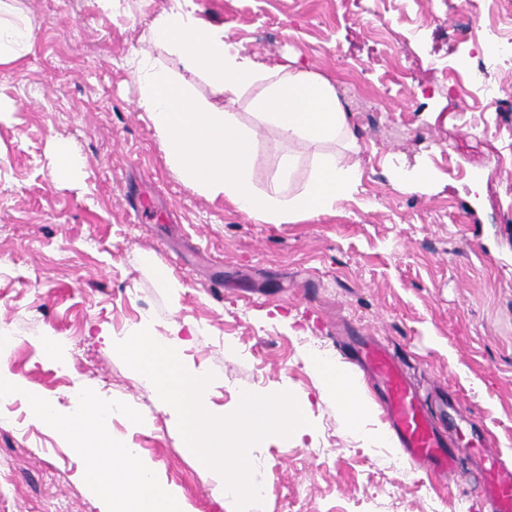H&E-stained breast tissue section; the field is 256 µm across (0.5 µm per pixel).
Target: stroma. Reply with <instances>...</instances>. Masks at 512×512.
Instances as JSON below:
<instances>
[{"label": "stroma", "instance_id": "stroma-1", "mask_svg": "<svg viewBox=\"0 0 512 512\" xmlns=\"http://www.w3.org/2000/svg\"><path fill=\"white\" fill-rule=\"evenodd\" d=\"M31 51L0 69V329L8 369L60 413L78 387L129 411L112 440L140 449L177 512H236L186 447L172 408L100 337L144 321L199 328L183 360L212 374L209 400L235 410L240 387L319 399L310 427L256 445L260 512H488L466 442L512 461V67L494 99L447 79L457 58L512 17V0H193L257 62L298 57L329 79L349 114L360 179L334 212L296 224L248 220L168 166L130 65L167 0H21ZM83 168L55 181L52 146ZM434 180L401 191L397 173ZM149 198L157 219L131 201ZM164 266L177 285L154 275ZM293 319L301 332L272 322ZM384 343L425 398L459 403L453 481L410 471L399 448L348 433L308 355L347 363L340 339ZM62 339L64 358L47 355ZM0 512H104L72 448L33 422L23 398L0 401Z\"/></svg>", "mask_w": 512, "mask_h": 512}]
</instances>
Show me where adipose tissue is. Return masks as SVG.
<instances>
[{"label": "adipose tissue", "instance_id": "obj_1", "mask_svg": "<svg viewBox=\"0 0 512 512\" xmlns=\"http://www.w3.org/2000/svg\"><path fill=\"white\" fill-rule=\"evenodd\" d=\"M172 0L170 9L155 19L150 40L156 49L177 59L183 71L204 76L223 106L195 99L188 87L159 65L152 54H135L138 108L147 112L158 133L168 165L194 188L224 196L242 214L263 224H288L332 212L357 181L356 135L331 82L302 65H260L241 54L220 29L199 21ZM33 24L19 8L0 0V68L25 57L32 47ZM247 99L255 125L241 121L233 106ZM277 139L315 146L309 176L299 191L290 186L299 167L292 151L279 155L273 192L255 184L254 153L260 131ZM0 398L24 396L34 422L55 429L75 448L88 492L108 512H174L175 493L163 487L156 470L139 449L118 448L112 442V408L90 389L73 393V413L58 412L54 403L9 372L1 363ZM309 362L322 387L336 400L346 430L376 441L386 440L381 429H370L372 409L359 381L326 354L314 351Z\"/></svg>", "mask_w": 512, "mask_h": 512}]
</instances>
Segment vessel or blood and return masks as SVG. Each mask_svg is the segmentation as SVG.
<instances>
[{
	"label": "vessel or blood",
	"instance_id": "obj_1",
	"mask_svg": "<svg viewBox=\"0 0 512 512\" xmlns=\"http://www.w3.org/2000/svg\"><path fill=\"white\" fill-rule=\"evenodd\" d=\"M351 347L353 362L372 383L374 399L409 467L445 480L454 477L456 456L441 428L448 418L447 407L430 406L385 346L362 337L353 340ZM475 456L483 475L481 493L490 500L493 512H512V466L485 442L476 448Z\"/></svg>",
	"mask_w": 512,
	"mask_h": 512
}]
</instances>
